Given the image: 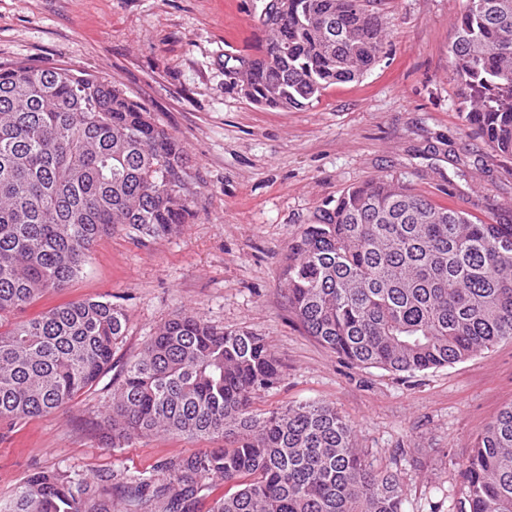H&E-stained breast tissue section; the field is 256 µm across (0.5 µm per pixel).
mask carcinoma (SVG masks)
Returning <instances> with one entry per match:
<instances>
[{
  "label": "carcinoma",
  "mask_w": 512,
  "mask_h": 512,
  "mask_svg": "<svg viewBox=\"0 0 512 512\" xmlns=\"http://www.w3.org/2000/svg\"><path fill=\"white\" fill-rule=\"evenodd\" d=\"M386 0H276L244 61L248 100L301 110L376 62ZM466 125L512 159V0H468L449 48ZM181 142L119 85L51 64H0V418L26 419L92 388L125 335L110 301L1 317L73 280L120 224L165 233L195 216ZM282 278L306 332L350 363L415 373L512 339V224H477L387 177L349 188L296 236ZM280 363L263 338L182 312L129 362L105 416L112 437H218L161 464L168 482L127 487L128 512H196L204 482L238 490L210 512H403L400 483L353 446L323 404L257 417ZM460 512H512V405L478 437ZM10 512H112V487L36 472Z\"/></svg>",
  "instance_id": "cac0c4a2"
}]
</instances>
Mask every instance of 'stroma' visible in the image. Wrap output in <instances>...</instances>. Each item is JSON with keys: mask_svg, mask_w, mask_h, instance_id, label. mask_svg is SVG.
Returning a JSON list of instances; mask_svg holds the SVG:
<instances>
[{"mask_svg": "<svg viewBox=\"0 0 512 512\" xmlns=\"http://www.w3.org/2000/svg\"><path fill=\"white\" fill-rule=\"evenodd\" d=\"M260 4L0 0V64L56 63L119 84L183 144L195 211L167 233L118 226L65 288L11 314L20 322L93 298L121 306L127 326L110 366L75 402L0 419V510L37 470L158 486L162 462L223 447L162 434L115 444L101 428L128 363L182 311L263 337L281 379L254 395L252 413L334 407L366 461L398 478L403 512H457L462 465L512 405V340L413 374L353 365L304 331L281 279L304 225L380 176L484 223H512V160L491 156L457 109L448 48L467 0H389L376 63L300 111L255 105L240 91L235 66L267 38Z\"/></svg>", "mask_w": 512, "mask_h": 512, "instance_id": "stroma-1", "label": "stroma"}]
</instances>
